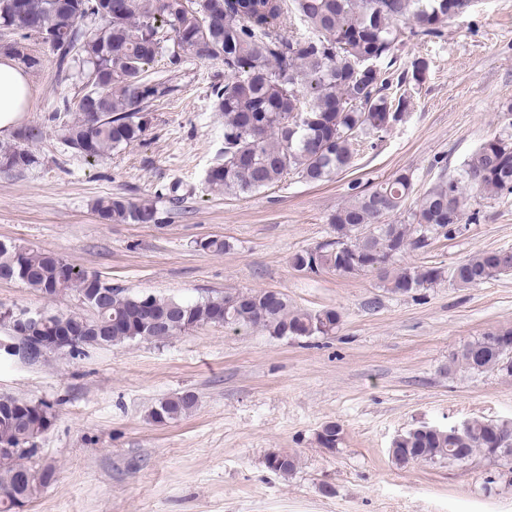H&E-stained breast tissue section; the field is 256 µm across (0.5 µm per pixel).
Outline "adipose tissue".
Segmentation results:
<instances>
[{
  "label": "adipose tissue",
  "mask_w": 512,
  "mask_h": 512,
  "mask_svg": "<svg viewBox=\"0 0 512 512\" xmlns=\"http://www.w3.org/2000/svg\"><path fill=\"white\" fill-rule=\"evenodd\" d=\"M33 85L25 69L0 55V139L11 137L21 126L31 106Z\"/></svg>",
  "instance_id": "1"
}]
</instances>
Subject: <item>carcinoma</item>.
<instances>
[{
    "label": "carcinoma",
    "mask_w": 512,
    "mask_h": 512,
    "mask_svg": "<svg viewBox=\"0 0 512 512\" xmlns=\"http://www.w3.org/2000/svg\"><path fill=\"white\" fill-rule=\"evenodd\" d=\"M0 0V30L45 41L58 75L86 79L96 74L94 103L80 95L64 103L75 117L59 126L62 142L84 158L100 159L146 135L145 104L165 97L171 86L151 79L148 68L173 42L171 58L189 55L224 65V82L215 86L218 111L224 113L223 159L211 166L206 182L213 190L248 195L295 175L307 182L328 181L353 167L362 144L382 138L403 120L408 100L392 88L419 85L428 62L417 58L394 68L397 46L405 35L435 37L468 0H112V18L100 16L101 0H22L25 12L14 24L13 3ZM293 14L306 28L300 35L283 31L278 21ZM500 130L482 142L456 175L440 174L417 199L405 224L389 217L403 209L414 191L413 176L403 170L370 188L350 186L349 198L328 217L334 236L295 253L297 271H333L352 277L377 270L388 291L410 294L446 281L476 287L512 275V250L478 251L448 269L397 264L408 252H425L434 241L453 239L468 201L496 200L512 194V104L500 113ZM40 164L24 146L0 148V169L24 172ZM93 211L104 223L156 224L149 202L122 196L97 199ZM13 268L16 280L48 297L53 288L78 298L102 288L109 296L93 301L82 346H115L131 340H162L215 324L224 296L188 301L131 294L100 275L75 269L60 256L13 245L0 247V270ZM242 303L226 326L254 327L275 337L324 336L336 329L332 309H295L281 293H240ZM512 377V326L489 330L448 357V371ZM194 395L183 392L162 401L152 416L176 421L191 413ZM329 450L342 442L334 422L322 426ZM36 434L18 420L0 423V444L20 450L0 456V512L35 498L53 478L54 467L35 469L30 445ZM512 446V421L471 420L464 429L429 433L414 428L392 443L399 465L456 462V456L480 453L496 457ZM268 467L288 475L298 459L267 455Z\"/></svg>",
    "instance_id": "cac0c4a2"
}]
</instances>
